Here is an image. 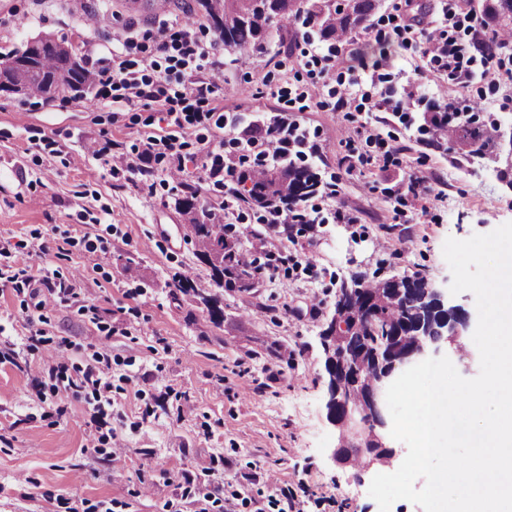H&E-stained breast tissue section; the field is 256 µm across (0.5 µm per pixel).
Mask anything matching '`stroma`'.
Instances as JSON below:
<instances>
[{
  "instance_id": "1",
  "label": "stroma",
  "mask_w": 512,
  "mask_h": 512,
  "mask_svg": "<svg viewBox=\"0 0 512 512\" xmlns=\"http://www.w3.org/2000/svg\"><path fill=\"white\" fill-rule=\"evenodd\" d=\"M484 5L463 0L451 22L448 0H380L346 48L350 70L326 69L331 45L303 20L272 22L266 52H225L210 119L184 128L156 103L124 101L117 80L65 102L0 92V512H194L203 493L208 512H251L254 499L279 512L285 490L302 512H379L368 489L389 462L364 472L333 459L353 433L327 419L320 334L352 276H417L448 292L445 240L512 222V49L475 48ZM164 26L185 24L163 10L130 16L123 0H0V55L51 35L104 69L117 52L138 78L207 80L156 53ZM450 37L465 54L453 86L425 53ZM347 91L350 112L336 111ZM449 96L481 108L446 139L429 119ZM234 117L305 132V165L336 186L305 202L312 229L271 254L257 240L263 210L229 204L240 251L276 269L244 291L217 287L187 236L165 147L149 179L132 169L143 136L176 139L183 182L219 206L225 189L205 165L231 153ZM475 130L497 136L483 146ZM19 265L76 296L46 301L9 282ZM183 276L195 291L177 288ZM438 354L479 373L471 331L427 346ZM103 359L109 400L62 390ZM58 361L65 370L48 377Z\"/></svg>"
}]
</instances>
